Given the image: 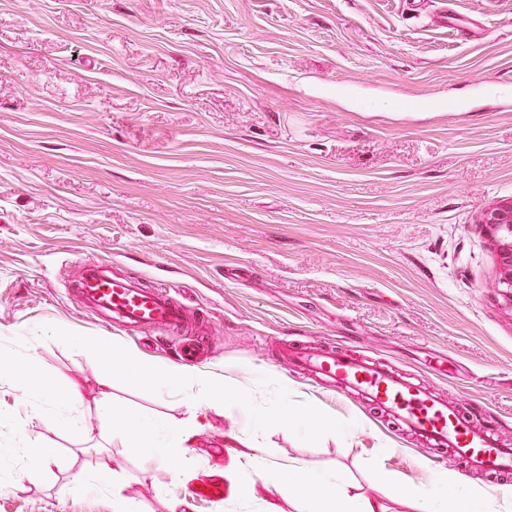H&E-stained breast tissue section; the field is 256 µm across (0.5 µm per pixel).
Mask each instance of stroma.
I'll use <instances>...</instances> for the list:
<instances>
[{"instance_id":"35a3bbf8","label":"stroma","mask_w":512,"mask_h":512,"mask_svg":"<svg viewBox=\"0 0 512 512\" xmlns=\"http://www.w3.org/2000/svg\"><path fill=\"white\" fill-rule=\"evenodd\" d=\"M468 43L409 0H0V358L36 337L76 429L41 423L0 378V512H168L185 486L137 458L99 407L93 356L56 325L169 363L154 334L82 311L84 262L206 310L200 368L259 401L288 381L350 424L319 443L272 428L268 459L340 471L351 492L430 480L417 443L359 399L291 371L277 340L343 346L489 412L512 442V307L485 215L512 201V0H446ZM117 404L177 423L181 396L113 382ZM196 484L223 483L242 426L200 417ZM52 456L28 477L30 447ZM112 484L75 478L101 460ZM189 512H300L256 486ZM432 20L436 25L444 29H451L454 27L462 30L469 36V40L471 41H481L486 36L485 31L474 27L473 23L472 28L470 29L467 26V23L457 16L455 11L449 12L447 6H442L437 9L432 15Z\"/></svg>"}]
</instances>
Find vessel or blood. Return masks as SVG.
<instances>
[{
  "mask_svg": "<svg viewBox=\"0 0 512 512\" xmlns=\"http://www.w3.org/2000/svg\"><path fill=\"white\" fill-rule=\"evenodd\" d=\"M432 20L445 29L466 31L473 41L486 36L484 30L468 27L444 6L433 13ZM74 297L105 321L141 332L183 336L201 317L199 311L176 301L169 289L112 276L98 265L85 268ZM290 358L308 378L325 382L329 389L360 396L365 405L418 441L432 448L452 449L468 471L512 472V446L501 444L493 429L477 426L458 403L399 368L332 347L298 348Z\"/></svg>",
  "mask_w": 512,
  "mask_h": 512,
  "instance_id": "b4317fda",
  "label": "vessel or blood"
}]
</instances>
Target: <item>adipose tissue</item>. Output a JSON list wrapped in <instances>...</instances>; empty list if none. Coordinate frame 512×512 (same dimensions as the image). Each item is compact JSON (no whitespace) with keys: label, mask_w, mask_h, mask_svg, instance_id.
Here are the masks:
<instances>
[{"label":"adipose tissue","mask_w":512,"mask_h":512,"mask_svg":"<svg viewBox=\"0 0 512 512\" xmlns=\"http://www.w3.org/2000/svg\"><path fill=\"white\" fill-rule=\"evenodd\" d=\"M0 376L10 378L25 400L41 403L40 421L63 427L75 425L72 404L52 398L34 352H18L1 360ZM246 467L260 476L265 489L288 494L303 504L317 503V512H386L379 499L350 494L347 480L336 472L312 473L297 463L270 462L259 449L245 461L232 457L224 471L231 489L241 496L254 491L253 484L239 479L240 471ZM390 492L410 501L418 512H512L511 486L463 484L449 471L438 473L423 484L392 483Z\"/></svg>","instance_id":"1"}]
</instances>
